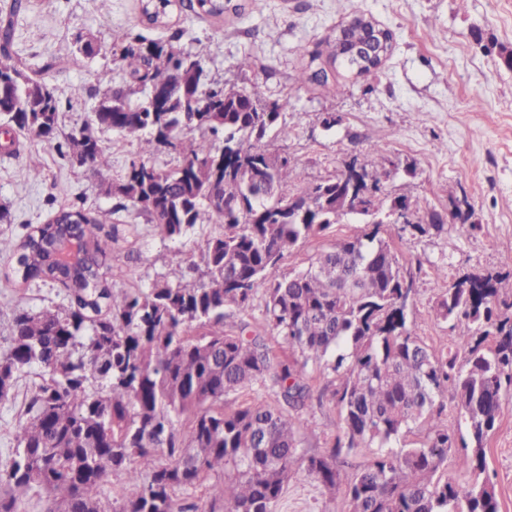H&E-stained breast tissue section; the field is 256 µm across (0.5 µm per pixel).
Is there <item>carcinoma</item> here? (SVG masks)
<instances>
[{"label":"carcinoma","mask_w":512,"mask_h":512,"mask_svg":"<svg viewBox=\"0 0 512 512\" xmlns=\"http://www.w3.org/2000/svg\"><path fill=\"white\" fill-rule=\"evenodd\" d=\"M183 0H143L151 24H162ZM28 0H11L0 19V119L14 129L4 153L18 157L24 141L53 144L58 155L99 174L106 150L89 126L59 136L60 101L43 74L12 50L18 16ZM194 13L220 17L243 6L232 0H196ZM377 24L356 16L313 44L296 48L358 75L353 50L370 46ZM118 59L144 98L109 88L92 122L140 139L153 154L161 131L179 149L173 170L134 162L105 193L112 211L132 206L155 233L175 242L198 224H224L211 237L204 268L175 282L155 280L134 292L107 281L117 226L107 213L77 203L58 208L44 224L14 240L0 232V255L14 261L25 285L52 280L68 290V305L18 310L9 327V353L0 357V402L37 369L43 377L20 413L14 448L0 470V512H19L22 497L45 494L44 512H201L187 502L206 486V512H274L288 481L313 478L347 488L348 512H500L495 486L480 478L486 446L512 399V299L500 297V277L468 275L441 292L436 316L451 323L448 350L426 345L407 324L412 283L394 246L405 226L365 224L307 268L284 275L280 265L305 240L351 214L337 199L351 194L340 174L307 182L286 153L258 146L279 123L288 102L271 105L258 86L247 89L206 81L201 53L141 34L118 38ZM186 130L200 140L184 139ZM378 191L379 210L400 204L415 214L419 202L389 199L382 172L362 166ZM294 186L295 192L284 189ZM355 218L367 214L355 213ZM80 242L82 259L66 269L43 256L56 237ZM264 299L270 329L289 354H272L264 339L242 324L224 330L228 311ZM324 363L331 394L315 392L309 365ZM256 385L276 405L224 409L226 399ZM466 423L470 445L459 457L467 479L435 478L455 447V433L436 420L448 391ZM330 396L341 432L332 448L299 464L298 448L315 428L302 419L312 401ZM417 436L408 445L405 437ZM371 451L368 462L341 475L337 461ZM122 473L118 499L99 495L110 475Z\"/></svg>","instance_id":"obj_1"}]
</instances>
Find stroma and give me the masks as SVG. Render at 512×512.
Wrapping results in <instances>:
<instances>
[{"label": "stroma", "mask_w": 512, "mask_h": 512, "mask_svg": "<svg viewBox=\"0 0 512 512\" xmlns=\"http://www.w3.org/2000/svg\"><path fill=\"white\" fill-rule=\"evenodd\" d=\"M245 10L220 18L175 11L170 22L154 27L141 14V0H31V9L16 26L13 50L33 64L56 61L45 81L61 103L59 130L68 134L90 122L106 91L96 80L107 71L116 86L130 80L112 54L117 35L132 32L168 40L180 33L186 50L205 46L209 80L240 86L258 85L266 102H287L284 121L288 137L269 131V149L287 152L300 176L318 181L342 172L350 157L376 163L392 161L381 186L389 198L407 197L420 208L415 227L407 228L396 247L404 274L413 281L408 324L430 347L452 345L449 323L437 319L438 295L453 281L472 272H502L512 290V269L503 261L512 254V70L500 59L512 50V0H244ZM354 12L372 16L392 30L395 48L375 74H337L328 85H298L296 78L309 61L295 46L331 33ZM94 38L98 52L75 59L78 36ZM250 57L252 69L237 64ZM335 116L333 127L323 120ZM96 136L110 156L99 175L62 160L48 143L26 141L20 158L0 155V205L11 213L6 235L20 238L25 225L47 221L49 198L58 203L84 200L86 208L111 210L107 184L120 182L139 160L135 138L109 129ZM382 152L375 155L371 144ZM37 167L40 179H16L19 164ZM444 215L442 228L433 225ZM119 224L112 249L114 290L145 287L159 278L177 280L191 263L200 262L208 238L218 224H200L181 243L166 244L144 216L130 209L113 213ZM350 232L335 224L301 241L283 259L280 271L305 269L318 250L333 246ZM10 265L0 258V356L13 311L36 312L66 303L63 288L52 283L17 284ZM248 323L278 354H287L281 338L270 332L262 299L243 312H228L224 328ZM316 426L300 452L308 456L332 445L339 431L334 405H311L303 414ZM487 470L495 485L501 512H512V403L487 444ZM345 486L327 490L309 479L289 482L275 512H347Z\"/></svg>", "instance_id": "stroma-1"}]
</instances>
